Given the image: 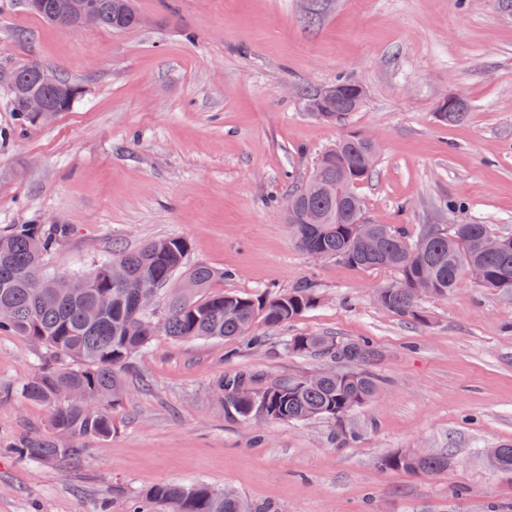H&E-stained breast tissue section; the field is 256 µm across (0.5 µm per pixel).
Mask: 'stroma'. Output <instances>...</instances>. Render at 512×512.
Segmentation results:
<instances>
[{
	"mask_svg": "<svg viewBox=\"0 0 512 512\" xmlns=\"http://www.w3.org/2000/svg\"><path fill=\"white\" fill-rule=\"evenodd\" d=\"M145 26L58 28L25 0H0V232L62 226L45 276L84 275L112 250L188 241V265L225 271L218 288L278 295L303 281L320 302L269 330L265 346L158 337L132 361L110 438L78 463L24 461L7 447L46 431L21 393L44 352L0 335V512H126L162 483L232 487L274 512H512V480L484 455L512 441V294L474 285L422 303L409 324L374 300L386 269L314 261L279 208L343 135H376L358 184L366 218L403 225L491 224L512 234V13L497 0H136ZM38 63L83 89L39 121L12 107L8 78ZM342 78L366 98L344 125L321 121L307 89ZM470 110L439 121L448 96ZM363 337L381 352L380 395L344 421L230 417L218 379L262 383L329 362L288 354L289 336ZM452 451L438 476L380 466L405 449Z\"/></svg>",
	"mask_w": 512,
	"mask_h": 512,
	"instance_id": "1",
	"label": "stroma"
}]
</instances>
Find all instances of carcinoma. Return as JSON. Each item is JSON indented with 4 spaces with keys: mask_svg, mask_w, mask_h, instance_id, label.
<instances>
[{
    "mask_svg": "<svg viewBox=\"0 0 512 512\" xmlns=\"http://www.w3.org/2000/svg\"><path fill=\"white\" fill-rule=\"evenodd\" d=\"M96 26L121 31L139 27L134 0H89ZM341 96L321 103L318 92L307 93L311 110L326 122L336 121L334 110L355 112L364 100L353 80H340ZM365 134L341 140L317 160L304 184L288 196L284 222L302 252L318 250L362 269L386 268L395 279L378 290L393 315L407 322L424 321L415 293L419 283L427 295H445L462 284L471 265L484 268L480 287L512 293V235H499L504 249L487 253L481 242L495 234L490 224L430 225L412 238L390 224H360L363 203L356 186L371 173L365 163ZM381 232L376 252L366 251L361 237ZM58 242L57 230L38 224H16L0 233V303L13 314L0 321V332L23 336L44 347L57 367L42 363L23 385L28 399L49 410V432L18 437L10 452L39 463L73 462L88 452V442L112 436L111 408L123 402L129 386L127 370L137 353L158 336L173 340L199 338L244 339L259 347L265 337L259 326H283L315 307L319 296L305 284L279 295H240L217 291L225 272L187 265L189 246L178 237L148 241L132 250L114 251L87 276L69 278L61 287L42 275V267ZM163 297L162 308H136L141 293ZM284 349L344 364L329 368L314 382L303 379L257 387L247 375L221 380L228 414L242 420L342 422L356 408L378 394L383 379L373 370L378 350L369 338L337 344L329 336H290ZM83 392L93 405L86 411L69 400ZM508 455L492 463L499 475L512 479V443ZM455 463L444 451L427 457L404 453L380 460L384 469L411 475H438ZM127 512H271L258 509L241 496L226 497L206 485L163 483L143 494Z\"/></svg>",
    "mask_w": 512,
    "mask_h": 512,
    "instance_id": "cac0c4a2",
    "label": "carcinoma"
}]
</instances>
